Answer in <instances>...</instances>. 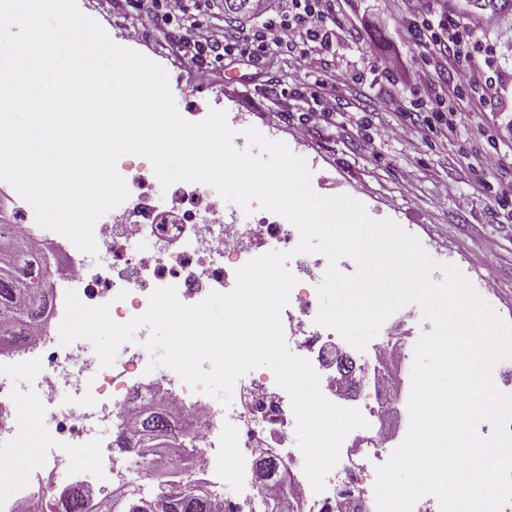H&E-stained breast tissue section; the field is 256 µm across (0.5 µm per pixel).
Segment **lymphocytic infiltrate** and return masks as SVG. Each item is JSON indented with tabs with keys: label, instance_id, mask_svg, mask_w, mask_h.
<instances>
[{
	"label": "lymphocytic infiltrate",
	"instance_id": "f902f5d3",
	"mask_svg": "<svg viewBox=\"0 0 512 512\" xmlns=\"http://www.w3.org/2000/svg\"><path fill=\"white\" fill-rule=\"evenodd\" d=\"M254 15L266 18L262 31L243 34L237 30L225 31L222 38L201 40L182 39L180 50L196 62V72L208 74L200 65L203 52L220 54L241 47L247 54L293 52L308 63H316L318 49L329 45L336 32L334 0H250ZM143 20L176 23L184 31L198 29L200 5L198 0H139ZM277 11V19H270V11ZM413 38L421 50L420 61L409 74L416 88L430 89L440 73L454 69L467 74L471 82H489V68L494 65L495 47L512 45V24L496 25L494 43L480 47L473 32L462 27L453 16L429 19L414 26ZM484 50L483 67L472 66L476 48Z\"/></svg>",
	"mask_w": 512,
	"mask_h": 512
}]
</instances>
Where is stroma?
<instances>
[{
	"instance_id": "obj_1",
	"label": "stroma",
	"mask_w": 512,
	"mask_h": 512,
	"mask_svg": "<svg viewBox=\"0 0 512 512\" xmlns=\"http://www.w3.org/2000/svg\"><path fill=\"white\" fill-rule=\"evenodd\" d=\"M135 0H77L117 45L139 14ZM340 27L321 54L317 69L301 68L284 55L249 56L234 52L211 60L208 83H199L196 68L179 56L176 24L146 27L135 51L168 74L178 111L202 106L238 114L242 127L274 133L304 158L312 189L320 195L346 194L363 203L370 217L413 228L436 261L457 265L477 292L505 320L512 321V198L501 189L512 183V47L496 52L500 87L495 101L484 99L482 86L466 87L451 104L464 112L461 137L444 140L427 125L409 139L380 138L400 113L387 108L396 99L408 110L437 106L440 88L417 92L404 72L392 75L372 69L369 58L400 49L408 65L419 50L407 25L430 14L453 11L478 40H493L492 24L512 17V0H335ZM383 17L380 28L367 27L369 16ZM334 98L336 110L319 115L322 99ZM498 155V167L487 170L481 152ZM496 250H488L487 240Z\"/></svg>"
}]
</instances>
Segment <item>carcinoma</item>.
<instances>
[{"mask_svg":"<svg viewBox=\"0 0 512 512\" xmlns=\"http://www.w3.org/2000/svg\"><path fill=\"white\" fill-rule=\"evenodd\" d=\"M6 237L14 243V249L10 253L0 251V326L11 328L13 343L31 344L35 341V330L44 325L45 315L53 307L52 289L47 282L51 254L34 251L14 232L0 230V239ZM158 438L165 440L164 447L178 449L182 466L194 458L195 446L177 429L175 416L165 407L143 412L132 434L116 436L112 447L121 453L138 448L145 457L152 454ZM254 463L261 478L278 472L277 463L270 458L256 459ZM280 480L286 481L285 473H280ZM197 489L198 486L187 482L174 491L160 485L149 496L138 492L120 495L110 499L106 512H216L209 495H202ZM63 505L59 511L49 500L42 512H98L92 508V499L80 495L64 499Z\"/></svg>","mask_w":512,"mask_h":512,"instance_id":"carcinoma-1","label":"carcinoma"}]
</instances>
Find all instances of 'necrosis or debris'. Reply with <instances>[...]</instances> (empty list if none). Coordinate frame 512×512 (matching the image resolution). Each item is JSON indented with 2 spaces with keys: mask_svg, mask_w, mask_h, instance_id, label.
I'll list each match as a JSON object with an SVG mask.
<instances>
[{
  "mask_svg": "<svg viewBox=\"0 0 512 512\" xmlns=\"http://www.w3.org/2000/svg\"><path fill=\"white\" fill-rule=\"evenodd\" d=\"M117 170L124 178L128 198L104 214L94 226L99 261L89 264L65 236L36 224L24 225V240L42 249L67 254L71 268L83 279V295L110 307L113 318L130 321L144 314L155 286H172L179 300L199 303L210 292L225 293L236 283L237 270L250 259L270 251H293L299 238L294 226L280 215L265 211L241 223L228 212L223 199L209 185L184 182L172 189L168 202L154 194V169L144 162L120 157ZM291 272L297 279L295 304L282 314L293 353L308 359L320 377L323 395L332 403L358 409L363 417H382L394 411L399 373L414 360L413 342L377 341L366 355L348 348L354 367L369 365L372 377L358 392L341 383L336 366L334 330L315 322L318 294L327 261L294 254ZM122 346L111 366H101L90 355L86 340L61 344L51 327H43L33 346L0 351V467L13 462L19 440L14 413V376L37 405V421L47 442L42 466L49 473L77 467L84 480L117 490L140 483L142 460L137 453L113 463L103 455L112 437L134 421L139 402L154 400L183 411L187 400L206 402L203 416L185 414L184 430L208 446L190 475L206 484L218 512H265L269 503L287 496L290 512H377L376 468L397 447L396 434L377 428L369 434L353 430L345 438L340 460L325 478L323 492H314L302 466L303 454L295 440V415L274 374L249 378L244 404L211 406L208 394L191 387L173 370L157 372L141 382L151 360L143 342ZM263 443L287 466L296 490L283 494L280 486L261 485L254 471L252 449ZM236 449L226 456L224 446Z\"/></svg>",
  "mask_w": 512,
  "mask_h": 512,
  "instance_id": "4bbe7bcc",
  "label": "necrosis or debris"
}]
</instances>
